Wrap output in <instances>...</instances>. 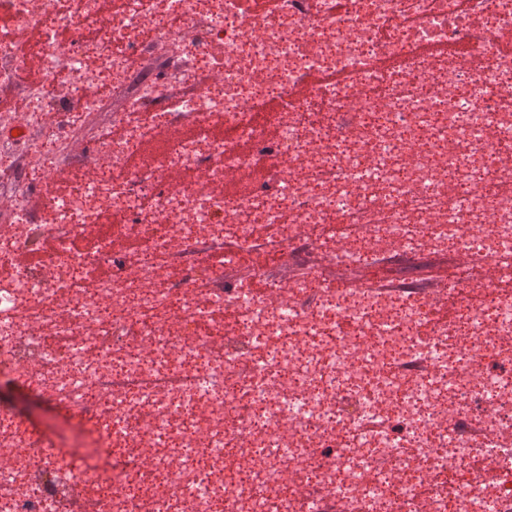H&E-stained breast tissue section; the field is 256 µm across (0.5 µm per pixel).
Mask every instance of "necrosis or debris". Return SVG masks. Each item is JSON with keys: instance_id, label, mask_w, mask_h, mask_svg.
Returning a JSON list of instances; mask_svg holds the SVG:
<instances>
[{"instance_id": "obj_1", "label": "necrosis or debris", "mask_w": 512, "mask_h": 512, "mask_svg": "<svg viewBox=\"0 0 512 512\" xmlns=\"http://www.w3.org/2000/svg\"><path fill=\"white\" fill-rule=\"evenodd\" d=\"M0 96L25 104L0 113V378L109 459L0 409V512H512V293L325 273L512 250V0H0ZM217 113L250 152L207 134ZM185 121L199 135L129 166ZM263 155L276 174L225 193ZM72 157L84 177L53 192ZM260 225L302 273L255 268L244 303L207 255Z\"/></svg>"}]
</instances>
